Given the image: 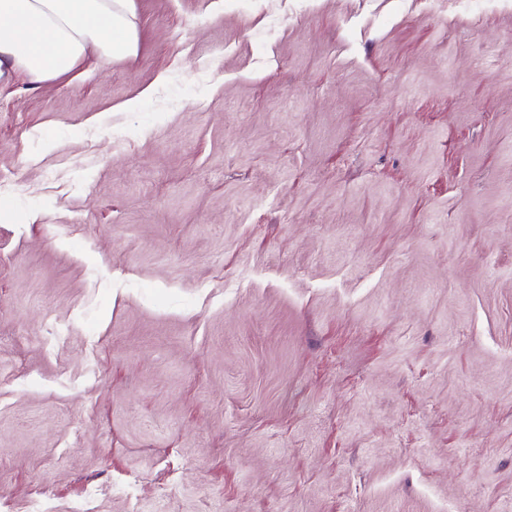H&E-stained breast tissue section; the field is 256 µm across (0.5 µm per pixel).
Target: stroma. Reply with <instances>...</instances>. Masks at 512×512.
Listing matches in <instances>:
<instances>
[{
  "instance_id": "stroma-1",
  "label": "stroma",
  "mask_w": 512,
  "mask_h": 512,
  "mask_svg": "<svg viewBox=\"0 0 512 512\" xmlns=\"http://www.w3.org/2000/svg\"><path fill=\"white\" fill-rule=\"evenodd\" d=\"M133 6L0 90V512H512V0Z\"/></svg>"
}]
</instances>
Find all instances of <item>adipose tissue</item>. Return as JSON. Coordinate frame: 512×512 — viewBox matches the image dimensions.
Masks as SVG:
<instances>
[{"instance_id": "adipose-tissue-1", "label": "adipose tissue", "mask_w": 512, "mask_h": 512, "mask_svg": "<svg viewBox=\"0 0 512 512\" xmlns=\"http://www.w3.org/2000/svg\"><path fill=\"white\" fill-rule=\"evenodd\" d=\"M133 0H0V87L50 85L86 59L138 50Z\"/></svg>"}]
</instances>
